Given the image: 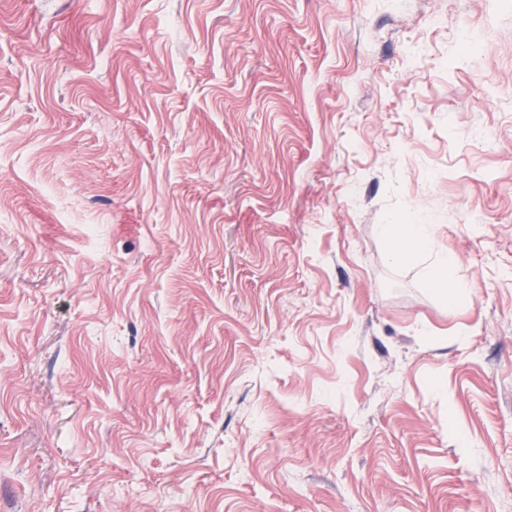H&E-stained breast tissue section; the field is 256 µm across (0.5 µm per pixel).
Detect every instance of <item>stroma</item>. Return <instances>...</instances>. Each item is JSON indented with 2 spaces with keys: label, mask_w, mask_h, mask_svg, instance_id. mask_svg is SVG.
<instances>
[{
  "label": "stroma",
  "mask_w": 512,
  "mask_h": 512,
  "mask_svg": "<svg viewBox=\"0 0 512 512\" xmlns=\"http://www.w3.org/2000/svg\"><path fill=\"white\" fill-rule=\"evenodd\" d=\"M0 512H512V0H0ZM438 228L436 224H387L382 231L393 242V255L398 261L409 259L415 244L425 245L433 260L429 267L430 281L441 287L447 279L448 266L454 263L455 257L447 248L439 246L436 239Z\"/></svg>",
  "instance_id": "stroma-1"
}]
</instances>
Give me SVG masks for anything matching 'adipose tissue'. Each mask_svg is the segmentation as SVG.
Returning <instances> with one entry per match:
<instances>
[{
    "mask_svg": "<svg viewBox=\"0 0 512 512\" xmlns=\"http://www.w3.org/2000/svg\"><path fill=\"white\" fill-rule=\"evenodd\" d=\"M438 227L434 224H388L383 233L393 242V255L397 260L410 258L414 245H425L432 257L429 267L430 281L434 286H442L448 268L455 261L454 255L448 249L442 248L437 242Z\"/></svg>",
    "mask_w": 512,
    "mask_h": 512,
    "instance_id": "obj_1",
    "label": "adipose tissue"
}]
</instances>
